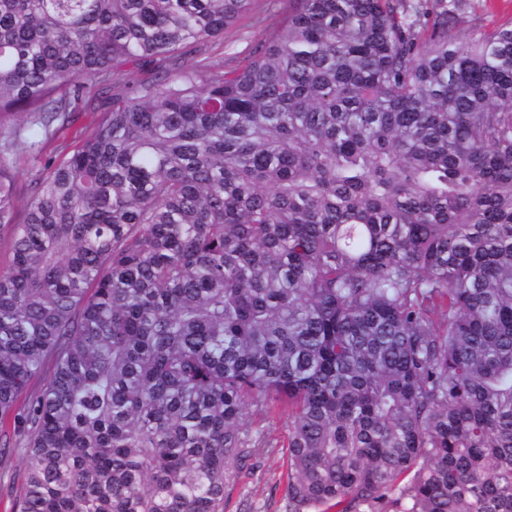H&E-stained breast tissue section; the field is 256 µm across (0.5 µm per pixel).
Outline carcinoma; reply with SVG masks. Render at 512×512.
<instances>
[{"label": "carcinoma", "instance_id": "1", "mask_svg": "<svg viewBox=\"0 0 512 512\" xmlns=\"http://www.w3.org/2000/svg\"><path fill=\"white\" fill-rule=\"evenodd\" d=\"M429 2L288 0L229 68L252 0H0L12 512H225L275 404L288 512H512V25ZM288 15V0H254L252 9L219 39L203 49V57L224 60L229 66L243 61L247 40L266 38ZM93 118L94 114L92 112H83L82 117L75 125L52 138L46 137L39 126L27 123L24 118V125L28 130V135L31 139L39 142L42 152L40 159L29 158L27 161L20 162L17 168L20 183L28 182L35 177L41 169L44 160L48 157H62L71 152L78 141L90 131ZM246 421L250 423L252 429L261 430L263 435L269 440H272L274 444H282L288 434V422L285 416H281L279 413L271 415L269 419H251L246 418Z\"/></svg>", "mask_w": 512, "mask_h": 512}]
</instances>
